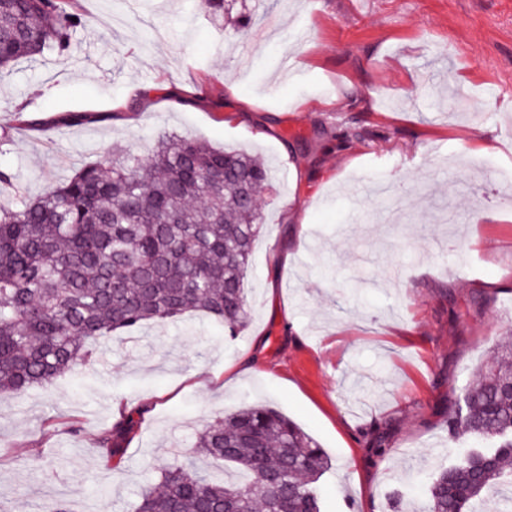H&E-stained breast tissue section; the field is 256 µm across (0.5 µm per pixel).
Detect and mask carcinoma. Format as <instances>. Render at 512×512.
<instances>
[{
    "label": "carcinoma",
    "mask_w": 512,
    "mask_h": 512,
    "mask_svg": "<svg viewBox=\"0 0 512 512\" xmlns=\"http://www.w3.org/2000/svg\"><path fill=\"white\" fill-rule=\"evenodd\" d=\"M70 0H0V74L65 52L82 18ZM272 173L257 156L167 135L151 156L85 165L44 193L0 199V392L17 397L92 362L116 332L204 312L231 334L248 322L245 288ZM457 463L426 490V512H479L512 486V336L503 337L445 407ZM135 427L102 429L96 451L117 466ZM206 458L237 472L218 480ZM329 466L318 443L269 405L224 414L194 452L140 493L136 512H320Z\"/></svg>",
    "instance_id": "obj_1"
}]
</instances>
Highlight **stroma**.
I'll return each instance as SVG.
<instances>
[{
  "label": "stroma",
  "instance_id": "1",
  "mask_svg": "<svg viewBox=\"0 0 512 512\" xmlns=\"http://www.w3.org/2000/svg\"><path fill=\"white\" fill-rule=\"evenodd\" d=\"M265 3L240 36L202 0H74L72 49L0 76V170L28 195L165 133L258 152L275 175L238 336L201 313L148 324L0 394V512H133L203 425L257 402L329 456L321 512H422L453 463L442 408L512 332V210L494 203L512 184V0ZM131 411L108 469L97 434Z\"/></svg>",
  "mask_w": 512,
  "mask_h": 512
}]
</instances>
